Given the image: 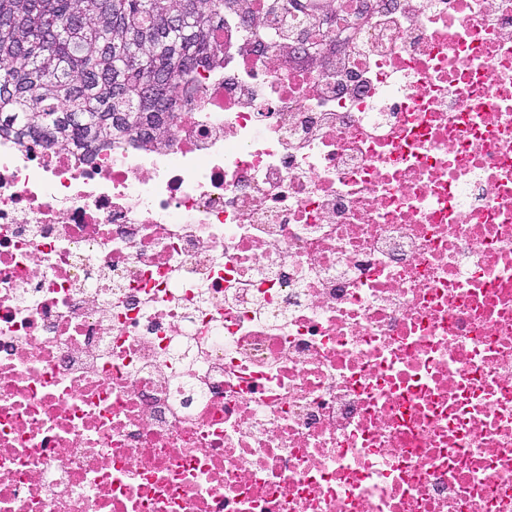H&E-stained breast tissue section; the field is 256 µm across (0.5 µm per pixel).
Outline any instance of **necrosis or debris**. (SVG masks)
I'll list each match as a JSON object with an SVG mask.
<instances>
[{
  "instance_id": "1",
  "label": "necrosis or debris",
  "mask_w": 512,
  "mask_h": 512,
  "mask_svg": "<svg viewBox=\"0 0 512 512\" xmlns=\"http://www.w3.org/2000/svg\"><path fill=\"white\" fill-rule=\"evenodd\" d=\"M366 2L0 133V512H512V0Z\"/></svg>"
}]
</instances>
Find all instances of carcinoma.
Returning a JSON list of instances; mask_svg holds the SVG:
<instances>
[{"instance_id": "carcinoma-1", "label": "carcinoma", "mask_w": 512, "mask_h": 512, "mask_svg": "<svg viewBox=\"0 0 512 512\" xmlns=\"http://www.w3.org/2000/svg\"><path fill=\"white\" fill-rule=\"evenodd\" d=\"M248 0H0V133L48 147L170 142L174 89Z\"/></svg>"}]
</instances>
